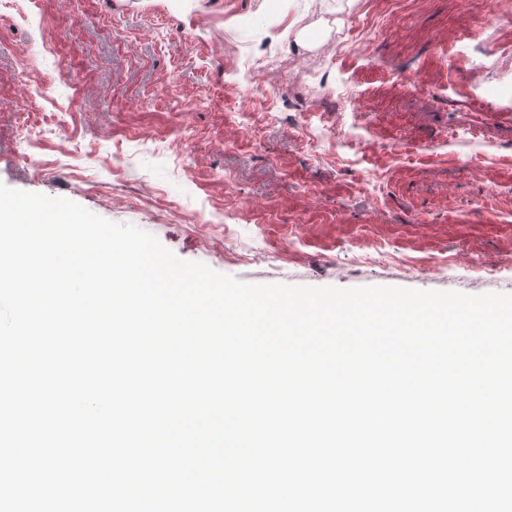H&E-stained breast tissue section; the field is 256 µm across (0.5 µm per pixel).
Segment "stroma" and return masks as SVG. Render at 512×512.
Here are the masks:
<instances>
[{
  "mask_svg": "<svg viewBox=\"0 0 512 512\" xmlns=\"http://www.w3.org/2000/svg\"><path fill=\"white\" fill-rule=\"evenodd\" d=\"M492 11L512 0H0V183L246 282L512 293Z\"/></svg>",
  "mask_w": 512,
  "mask_h": 512,
  "instance_id": "1",
  "label": "stroma"
}]
</instances>
